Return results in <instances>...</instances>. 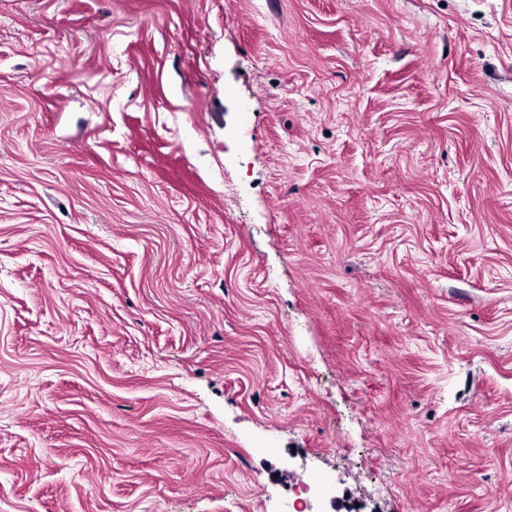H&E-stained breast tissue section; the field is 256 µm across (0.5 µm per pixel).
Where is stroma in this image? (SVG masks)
Segmentation results:
<instances>
[{
  "instance_id": "obj_1",
  "label": "stroma",
  "mask_w": 512,
  "mask_h": 512,
  "mask_svg": "<svg viewBox=\"0 0 512 512\" xmlns=\"http://www.w3.org/2000/svg\"><path fill=\"white\" fill-rule=\"evenodd\" d=\"M512 512V0H0V512Z\"/></svg>"
}]
</instances>
